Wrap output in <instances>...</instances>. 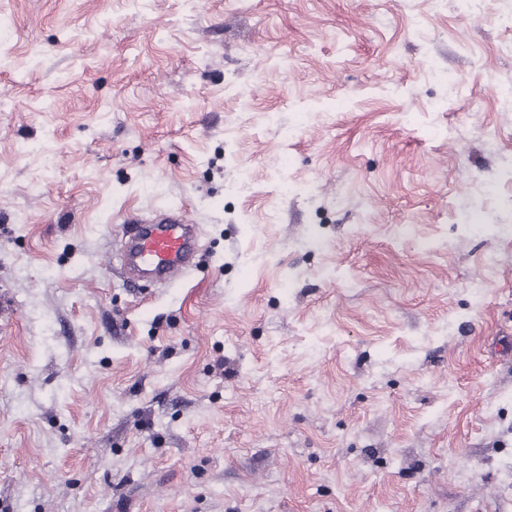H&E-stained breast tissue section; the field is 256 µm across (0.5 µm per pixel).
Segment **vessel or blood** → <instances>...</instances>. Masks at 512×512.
<instances>
[{
    "mask_svg": "<svg viewBox=\"0 0 512 512\" xmlns=\"http://www.w3.org/2000/svg\"><path fill=\"white\" fill-rule=\"evenodd\" d=\"M129 221L130 230L124 231L119 240V256L129 281L147 273L160 282L173 283L188 274L200 233L184 212L172 211L149 219L133 215Z\"/></svg>",
    "mask_w": 512,
    "mask_h": 512,
    "instance_id": "vessel-or-blood-1",
    "label": "vessel or blood"
}]
</instances>
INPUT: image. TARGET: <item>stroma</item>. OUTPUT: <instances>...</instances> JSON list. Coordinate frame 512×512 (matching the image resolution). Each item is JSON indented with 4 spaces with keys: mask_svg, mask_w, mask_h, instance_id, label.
Instances as JSON below:
<instances>
[{
    "mask_svg": "<svg viewBox=\"0 0 512 512\" xmlns=\"http://www.w3.org/2000/svg\"><path fill=\"white\" fill-rule=\"evenodd\" d=\"M507 41L512 0H0V512H512ZM176 208L194 269L129 287L113 233Z\"/></svg>",
    "mask_w": 512,
    "mask_h": 512,
    "instance_id": "obj_1",
    "label": "stroma"
}]
</instances>
